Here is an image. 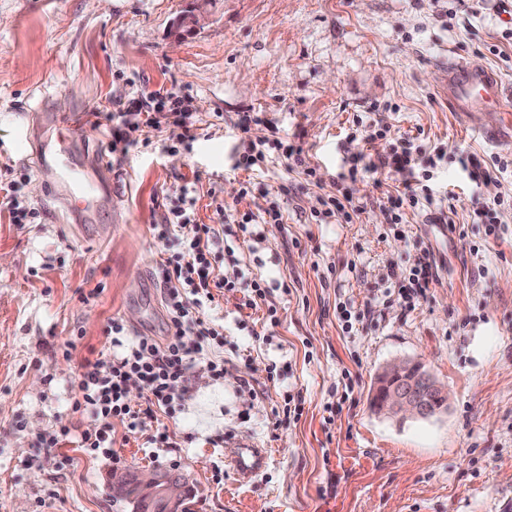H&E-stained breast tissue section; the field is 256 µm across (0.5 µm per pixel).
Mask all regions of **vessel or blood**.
I'll return each instance as SVG.
<instances>
[{"label":"vessel or blood","instance_id":"vessel-or-blood-1","mask_svg":"<svg viewBox=\"0 0 512 512\" xmlns=\"http://www.w3.org/2000/svg\"><path fill=\"white\" fill-rule=\"evenodd\" d=\"M443 92L452 107L471 114L498 110L501 89L489 73L471 63H449ZM92 116L78 112L70 117L42 113L34 134L36 161L39 167L54 169L58 181L51 190L72 223L92 230L99 214L112 203V184L98 175L102 161L90 160L80 149L66 146L65 134L73 126L89 125ZM224 455L241 481L254 478L266 465L268 452L253 445L225 449Z\"/></svg>","mask_w":512,"mask_h":512}]
</instances>
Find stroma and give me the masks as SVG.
I'll return each mask as SVG.
<instances>
[{"mask_svg":"<svg viewBox=\"0 0 512 512\" xmlns=\"http://www.w3.org/2000/svg\"><path fill=\"white\" fill-rule=\"evenodd\" d=\"M195 8L0 0V171L14 170L36 214L16 224L0 210V512H130L112 502L123 469L180 474L193 512H512V166L476 182L462 165L512 154V0H209L180 32ZM452 60L507 90L481 129L438 92ZM161 87L188 96L191 137L141 131L134 112L119 119L141 140L126 154L109 153L110 122L68 131L106 157L114 187L84 240L45 197L54 170L28 154L35 110L106 113ZM371 128L380 136L364 142ZM407 136L432 161L431 201L394 224L405 176L380 162ZM292 146L314 182L290 167ZM185 186L195 223L217 230L216 273L266 289L254 306L249 288L218 291L200 310L224 327L208 359L223 360V380L197 362L174 416L154 411L132 435L113 421V457L43 447L63 425L95 430L73 402L111 320L131 337L164 334L153 227ZM340 191L365 207L353 222L324 213ZM425 255L434 278L404 301L396 278ZM397 360L447 387L446 412L372 411L377 375ZM239 443L271 453L246 485L224 460Z\"/></svg>","mask_w":512,"mask_h":512,"instance_id":"1","label":"stroma"}]
</instances>
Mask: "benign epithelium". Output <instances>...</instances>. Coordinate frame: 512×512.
I'll return each instance as SVG.
<instances>
[{
  "mask_svg": "<svg viewBox=\"0 0 512 512\" xmlns=\"http://www.w3.org/2000/svg\"><path fill=\"white\" fill-rule=\"evenodd\" d=\"M386 397L382 413L399 419L429 418L439 414L432 406L439 398L448 404V390L423 366L401 361L385 366L380 372ZM190 486L179 475L159 470H133L112 473V500L131 506H157L164 512H183Z\"/></svg>",
  "mask_w": 512,
  "mask_h": 512,
  "instance_id": "obj_1",
  "label": "benign epithelium"
}]
</instances>
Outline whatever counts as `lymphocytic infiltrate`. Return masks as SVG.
Returning <instances> with one entry per match:
<instances>
[{"instance_id": "lymphocytic-infiltrate-1", "label": "lymphocytic infiltrate", "mask_w": 512, "mask_h": 512, "mask_svg": "<svg viewBox=\"0 0 512 512\" xmlns=\"http://www.w3.org/2000/svg\"><path fill=\"white\" fill-rule=\"evenodd\" d=\"M185 96L168 89L134 93L122 108L138 112L143 125L158 129L160 124L187 128L190 111ZM191 236H183L184 228ZM157 239L172 254V268L165 280L167 336L156 341L141 336L129 341L124 326L112 321L109 327L113 353L87 362L78 384L75 410L88 414L97 424L95 432L81 435L78 448L86 452L111 454L116 443L112 419H120L128 433L145 423L142 409L126 399L129 382L140 384L149 405L174 413L189 390V372L204 348L224 342L223 331L196 313L203 301L213 300L214 290L234 289L235 281L212 274V248L217 231L211 224H192L188 208L173 209L157 225Z\"/></svg>"}]
</instances>
